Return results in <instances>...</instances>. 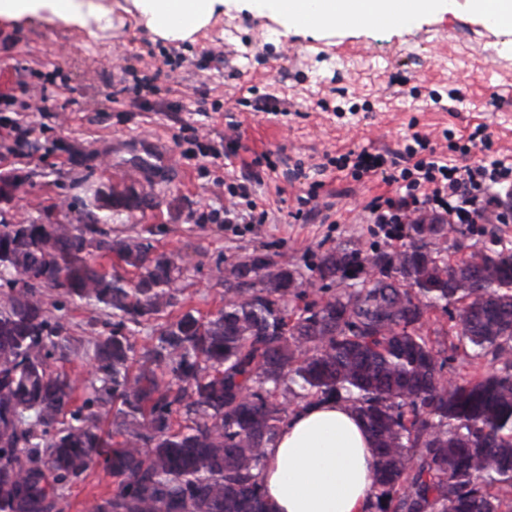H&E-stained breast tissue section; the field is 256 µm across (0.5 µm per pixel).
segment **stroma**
Masks as SVG:
<instances>
[{
  "mask_svg": "<svg viewBox=\"0 0 512 512\" xmlns=\"http://www.w3.org/2000/svg\"><path fill=\"white\" fill-rule=\"evenodd\" d=\"M183 53V68L154 78L162 56ZM46 82L48 100L24 84ZM139 85L137 103L122 94ZM276 100L256 112L252 99ZM31 126L35 154L0 158V173L24 183L8 206L17 220L75 222L64 207L75 180L152 185L159 206L116 224V238L148 237L183 267L179 310L224 305L217 264L253 251L309 272L339 243L364 252L388 238L368 205L392 197L381 178L354 179L338 157L402 150L427 134L438 157L460 166L484 154L469 145L484 127L493 156L512 162V29L487 24L464 7L385 27L324 25L285 29L254 0H230L194 41L151 35L135 19L89 38L63 21L0 31V126ZM249 198L231 196L242 180ZM317 198H310V191ZM263 210V223L224 221L225 209ZM67 333L81 342L108 333L112 318L43 291ZM112 488L102 467L70 483L68 512H90Z\"/></svg>",
  "mask_w": 512,
  "mask_h": 512,
  "instance_id": "obj_1",
  "label": "stroma"
}]
</instances>
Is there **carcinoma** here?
I'll list each match as a JSON object with an SVG mask.
<instances>
[{
	"label": "carcinoma",
	"mask_w": 512,
	"mask_h": 512,
	"mask_svg": "<svg viewBox=\"0 0 512 512\" xmlns=\"http://www.w3.org/2000/svg\"><path fill=\"white\" fill-rule=\"evenodd\" d=\"M77 223L18 225L0 209V512H65L68 485L102 465L112 491L92 512H270L264 448L291 407L346 393L372 437L367 512H503L512 489V248L448 254L437 216L375 251L356 280V242L326 250L314 290L255 251L224 269V307L183 311L138 346L139 327L179 304L183 271L146 238L104 224L157 206L153 190L99 182ZM112 314L91 341L99 386L47 359L75 350L41 289ZM495 367L447 375L430 313ZM113 415L112 432L103 421Z\"/></svg>",
	"instance_id": "obj_1"
}]
</instances>
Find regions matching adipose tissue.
Segmentation results:
<instances>
[{
	"instance_id": "ef3b65f1",
	"label": "adipose tissue",
	"mask_w": 512,
	"mask_h": 512,
	"mask_svg": "<svg viewBox=\"0 0 512 512\" xmlns=\"http://www.w3.org/2000/svg\"><path fill=\"white\" fill-rule=\"evenodd\" d=\"M227 0H131L163 39L188 40ZM283 24L314 30L345 17L371 22L450 10L452 0H266ZM60 19L85 30L112 26L111 0H0V29ZM374 447L362 422L336 400L298 408L265 450L261 492L273 512H365L374 492Z\"/></svg>"
}]
</instances>
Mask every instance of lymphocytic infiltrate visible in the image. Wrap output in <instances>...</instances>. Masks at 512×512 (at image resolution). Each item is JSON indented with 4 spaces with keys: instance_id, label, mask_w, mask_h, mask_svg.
Here are the masks:
<instances>
[{
    "instance_id": "1",
    "label": "lymphocytic infiltrate",
    "mask_w": 512,
    "mask_h": 512,
    "mask_svg": "<svg viewBox=\"0 0 512 512\" xmlns=\"http://www.w3.org/2000/svg\"><path fill=\"white\" fill-rule=\"evenodd\" d=\"M428 148V140L415 133L393 156L363 151L354 160H339V168H351L354 177L379 175L386 182L401 183L397 198L369 207L374 223L390 226L391 237H398L400 224L416 214H435L450 224L477 223L497 209L496 189L512 186V163L487 156L460 167L430 154Z\"/></svg>"
}]
</instances>
